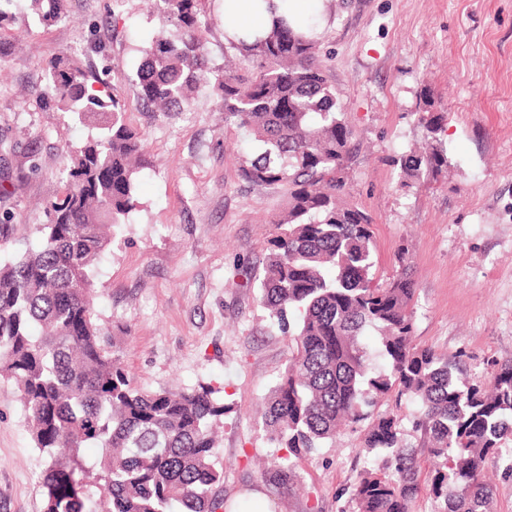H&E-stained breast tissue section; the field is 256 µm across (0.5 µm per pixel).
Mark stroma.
I'll list each match as a JSON object with an SVG mask.
<instances>
[{
  "label": "stroma",
  "mask_w": 512,
  "mask_h": 512,
  "mask_svg": "<svg viewBox=\"0 0 512 512\" xmlns=\"http://www.w3.org/2000/svg\"><path fill=\"white\" fill-rule=\"evenodd\" d=\"M48 27L25 6L0 31L21 53L0 68V135L15 152L0 170L32 156L36 172L5 182L21 242L37 245L44 208L62 192L66 146L89 126L44 108L27 90L55 52L83 53L106 72L112 93L133 101L130 81L160 21L141 0H69ZM318 36L326 76L353 130L351 198L368 210L383 282L405 251L415 281L412 342L463 354L466 380L489 384L512 359V0H325ZM97 52H90V45ZM447 112L440 139L448 168L406 186L394 160L421 146L419 105ZM151 172L140 206L94 273L99 324L133 386L217 389L233 409L216 450L225 502L264 489L255 460L278 452L255 413L291 355L252 278L261 268L284 187L239 177L250 154L245 130L224 125L208 94L189 110L158 117L131 109ZM366 424L343 428L307 456L297 488L276 495L279 512H350V491L366 456ZM43 459L18 390L0 379V512H45Z\"/></svg>",
  "instance_id": "35a3bbf8"
}]
</instances>
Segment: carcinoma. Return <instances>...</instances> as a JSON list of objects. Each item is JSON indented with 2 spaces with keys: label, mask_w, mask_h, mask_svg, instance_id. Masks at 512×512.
<instances>
[{
  "label": "carcinoma",
  "mask_w": 512,
  "mask_h": 512,
  "mask_svg": "<svg viewBox=\"0 0 512 512\" xmlns=\"http://www.w3.org/2000/svg\"><path fill=\"white\" fill-rule=\"evenodd\" d=\"M145 3L162 27L133 75L136 105L168 116L208 91L224 126L246 130L255 144L242 180L287 187L258 276L262 304L293 346L262 413L269 440L287 454L260 479L274 494L293 488L303 458L395 392L417 404V442L405 440L399 414L373 419L366 447L383 458L354 485L353 512H413L425 489L433 512H494L485 464L506 460L512 472V361L495 364L489 386L469 385L458 360L413 345L406 253L389 281L374 280L375 221L347 200L353 132L316 41L277 26L250 44L230 43L240 66L227 58L216 67L205 50V0ZM28 10L50 26L66 0H28ZM34 93L44 107L97 130L67 146L63 191L36 227L38 247L0 263V377L14 381L45 457L46 512H218L224 467L215 448L231 407L204 385L132 386L91 303L109 246L105 227L124 224L140 206L136 184L151 167L130 104L71 51L49 58ZM430 106L424 100L419 120L435 141L448 113ZM397 164L418 181L447 169L448 157L437 145ZM9 201L0 192L1 250L15 242ZM368 327L381 331L380 367L359 340ZM88 447L100 451L91 463Z\"/></svg>",
  "instance_id": "cac0c4a2"
}]
</instances>
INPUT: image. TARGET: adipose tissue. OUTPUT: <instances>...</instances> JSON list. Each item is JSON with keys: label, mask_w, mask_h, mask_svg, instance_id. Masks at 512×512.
Listing matches in <instances>:
<instances>
[{"label": "adipose tissue", "mask_w": 512, "mask_h": 512, "mask_svg": "<svg viewBox=\"0 0 512 512\" xmlns=\"http://www.w3.org/2000/svg\"><path fill=\"white\" fill-rule=\"evenodd\" d=\"M320 0H224V34L233 41L252 42L278 23L309 33Z\"/></svg>", "instance_id": "obj_1"}]
</instances>
